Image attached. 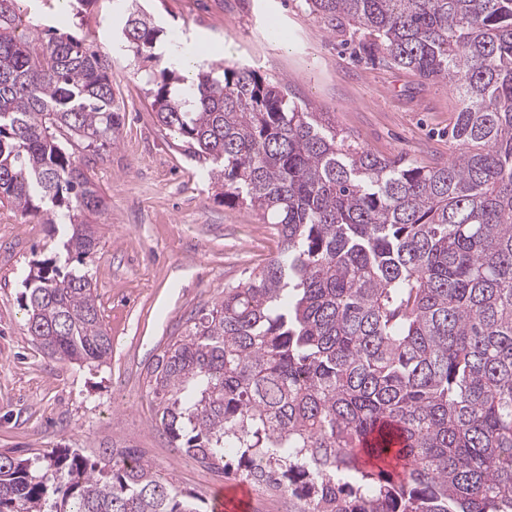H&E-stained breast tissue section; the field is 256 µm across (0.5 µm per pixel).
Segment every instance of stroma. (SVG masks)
I'll return each instance as SVG.
<instances>
[{"label": "stroma", "mask_w": 512, "mask_h": 512, "mask_svg": "<svg viewBox=\"0 0 512 512\" xmlns=\"http://www.w3.org/2000/svg\"><path fill=\"white\" fill-rule=\"evenodd\" d=\"M156 25L213 66L246 64L287 83L295 100L331 113L379 155L429 164L450 154L459 108L447 80L425 81L370 58L351 32H329L302 0H143ZM120 0H93L65 29L112 57L122 126L101 149L94 180L107 210L87 268L112 357L100 367L44 356L23 330L25 280L34 261L55 257L62 228L0 207V452L32 457L58 448L88 462L135 453L204 512L217 492L247 489V512H293L285 493L202 467L175 448L158 423L149 371L168 344L248 271L277 253L272 225L229 207L199 165L160 126L144 75L158 60L121 45Z\"/></svg>", "instance_id": "1"}]
</instances>
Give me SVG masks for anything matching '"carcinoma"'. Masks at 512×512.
Masks as SVG:
<instances>
[{
    "label": "carcinoma",
    "mask_w": 512,
    "mask_h": 512,
    "mask_svg": "<svg viewBox=\"0 0 512 512\" xmlns=\"http://www.w3.org/2000/svg\"><path fill=\"white\" fill-rule=\"evenodd\" d=\"M0 0V205L68 224L22 307L43 355L99 366L112 338L89 274L105 200L79 149L123 115L107 53ZM334 31L460 108L448 162L362 146L248 65L148 75L162 128L224 204L274 225L276 257L224 289L150 372L172 443L260 477L297 512H512V0H305ZM122 34L155 58L135 2ZM0 512H201L130 452H0Z\"/></svg>",
    "instance_id": "cac0c4a2"
}]
</instances>
